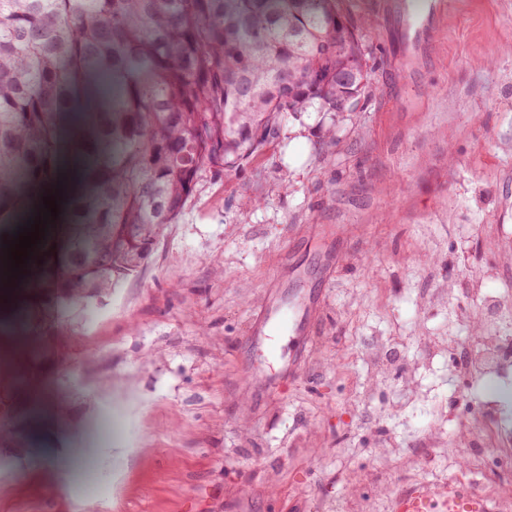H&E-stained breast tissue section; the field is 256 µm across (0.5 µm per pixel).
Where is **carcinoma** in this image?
<instances>
[{
  "label": "carcinoma",
  "mask_w": 512,
  "mask_h": 512,
  "mask_svg": "<svg viewBox=\"0 0 512 512\" xmlns=\"http://www.w3.org/2000/svg\"><path fill=\"white\" fill-rule=\"evenodd\" d=\"M340 0H0V223L95 105L94 183L72 212L61 302L141 270L203 173L238 169L287 115L351 112L370 82Z\"/></svg>",
  "instance_id": "1"
}]
</instances>
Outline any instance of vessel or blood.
<instances>
[{"label": "vessel or blood", "instance_id": "b4317fda", "mask_svg": "<svg viewBox=\"0 0 512 512\" xmlns=\"http://www.w3.org/2000/svg\"><path fill=\"white\" fill-rule=\"evenodd\" d=\"M453 9V0H388L384 11L394 22L387 31L392 46L390 63L408 73L419 69L435 44L443 20ZM294 321L292 312L281 305H271L256 322L252 336L260 338L267 329ZM394 512H492V508L484 496L465 493L455 483L444 480L432 488L416 487L400 494Z\"/></svg>", "mask_w": 512, "mask_h": 512}]
</instances>
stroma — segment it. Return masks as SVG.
<instances>
[{
    "label": "stroma",
    "instance_id": "35a3bbf8",
    "mask_svg": "<svg viewBox=\"0 0 512 512\" xmlns=\"http://www.w3.org/2000/svg\"><path fill=\"white\" fill-rule=\"evenodd\" d=\"M385 0H342L365 48L357 107L286 117L243 167L204 173L148 263L91 301L57 304L68 227L51 223L14 281L0 343L24 340L40 391L0 375V512H321L345 496L393 512L391 475L431 484L408 449L488 400L480 380L422 364L430 336L476 333L473 284H512V0H456L424 70L387 64ZM334 138H327V128ZM89 185L76 160L37 177L26 214ZM454 289L444 305L436 290ZM300 304L303 330L247 336L272 300ZM388 337L418 389L447 407L391 414L400 374L372 376L361 351ZM267 384L249 385L252 365ZM134 451L121 483L104 417ZM400 452L388 455L385 441ZM66 473L72 494L50 496Z\"/></svg>",
    "mask_w": 512,
    "mask_h": 512
}]
</instances>
